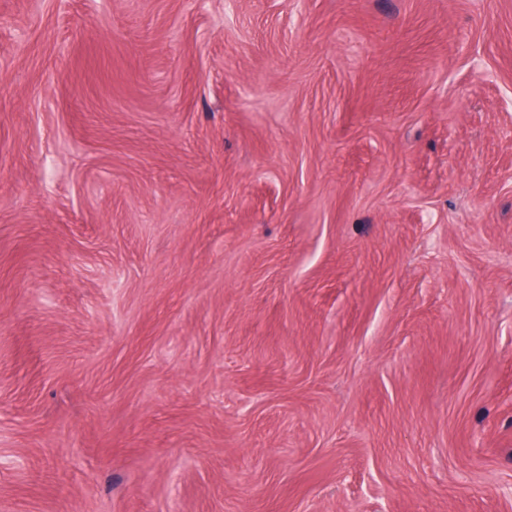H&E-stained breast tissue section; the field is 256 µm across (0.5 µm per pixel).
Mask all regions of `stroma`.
<instances>
[{
  "mask_svg": "<svg viewBox=\"0 0 512 512\" xmlns=\"http://www.w3.org/2000/svg\"><path fill=\"white\" fill-rule=\"evenodd\" d=\"M0 512H512V0H0Z\"/></svg>",
  "mask_w": 512,
  "mask_h": 512,
  "instance_id": "1",
  "label": "stroma"
}]
</instances>
